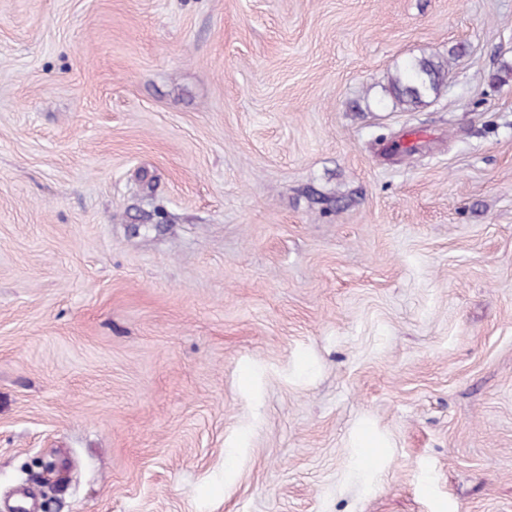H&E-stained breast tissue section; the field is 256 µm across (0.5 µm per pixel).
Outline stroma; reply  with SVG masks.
I'll use <instances>...</instances> for the list:
<instances>
[{
  "label": "stroma",
  "instance_id": "obj_1",
  "mask_svg": "<svg viewBox=\"0 0 512 512\" xmlns=\"http://www.w3.org/2000/svg\"><path fill=\"white\" fill-rule=\"evenodd\" d=\"M504 66L512 0H0V512H512ZM450 60L436 54L406 59L382 86L384 100L403 112L427 105L447 88Z\"/></svg>",
  "mask_w": 512,
  "mask_h": 512
}]
</instances>
